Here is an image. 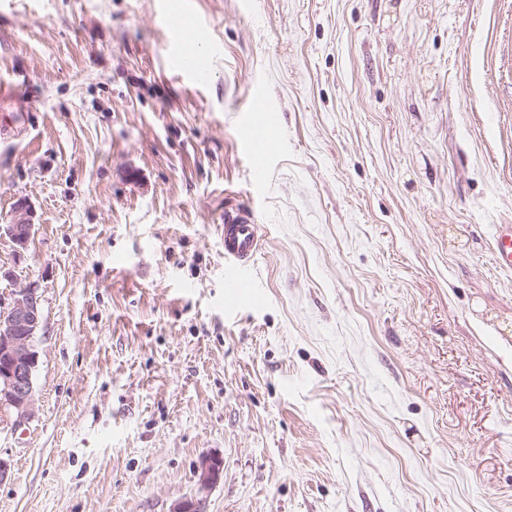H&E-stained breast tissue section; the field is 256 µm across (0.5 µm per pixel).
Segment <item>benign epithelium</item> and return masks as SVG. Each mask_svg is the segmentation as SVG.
<instances>
[{
    "mask_svg": "<svg viewBox=\"0 0 512 512\" xmlns=\"http://www.w3.org/2000/svg\"><path fill=\"white\" fill-rule=\"evenodd\" d=\"M32 212L24 200L15 204L11 220L0 224V238L6 236L19 249H25L32 236ZM42 327V304L38 289L32 285L13 294L8 304L0 302V424L17 428L33 415L34 375L38 364L35 340ZM221 474V462L205 457L201 461V486L215 484Z\"/></svg>",
    "mask_w": 512,
    "mask_h": 512,
    "instance_id": "7a95c632",
    "label": "benign epithelium"
}]
</instances>
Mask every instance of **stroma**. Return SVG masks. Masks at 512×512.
I'll return each mask as SVG.
<instances>
[{"instance_id": "1", "label": "stroma", "mask_w": 512, "mask_h": 512, "mask_svg": "<svg viewBox=\"0 0 512 512\" xmlns=\"http://www.w3.org/2000/svg\"><path fill=\"white\" fill-rule=\"evenodd\" d=\"M185 1L204 84L166 63ZM0 83V224L34 222L0 300L43 311L0 512H512V0H0ZM266 134V128L262 123L250 121L242 124L238 139L239 150L249 160L252 182L258 187L266 183L269 173L268 154L258 148L259 143L266 138ZM255 212L247 206L224 210V299L235 307L253 284V259L259 250L261 227ZM493 255L500 268L512 270V224L496 225Z\"/></svg>"}]
</instances>
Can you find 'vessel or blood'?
Returning <instances> with one entry per match:
<instances>
[{"label": "vessel or blood", "instance_id": "vessel-or-blood-1", "mask_svg": "<svg viewBox=\"0 0 512 512\" xmlns=\"http://www.w3.org/2000/svg\"><path fill=\"white\" fill-rule=\"evenodd\" d=\"M174 47L172 63L177 71L195 82H207L211 74V56L205 52L187 50L182 46V33L171 27ZM266 137L262 123H243L238 147L249 160L250 174L255 186L266 183L269 157L259 145ZM261 227L255 212L247 206H235L224 211V255L228 260L224 268V299L233 307L245 297L253 284V259L259 250ZM494 260L503 269L512 270V224H499L494 234Z\"/></svg>", "mask_w": 512, "mask_h": 512}]
</instances>
